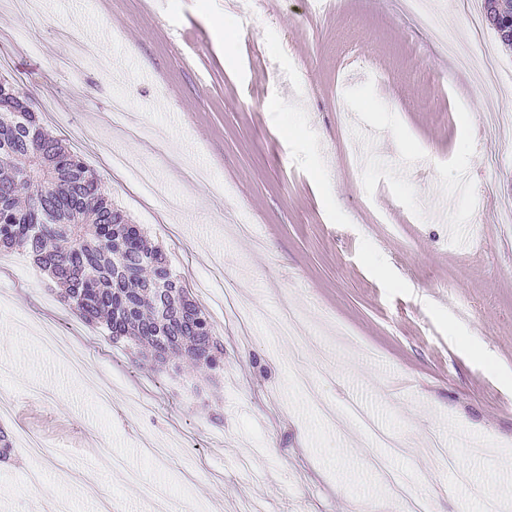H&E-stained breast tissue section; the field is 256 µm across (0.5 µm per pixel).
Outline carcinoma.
<instances>
[{
    "instance_id": "cac0c4a2",
    "label": "carcinoma",
    "mask_w": 512,
    "mask_h": 512,
    "mask_svg": "<svg viewBox=\"0 0 512 512\" xmlns=\"http://www.w3.org/2000/svg\"><path fill=\"white\" fill-rule=\"evenodd\" d=\"M0 249L21 247L49 273L60 297L111 336L172 347L208 370L224 366L209 315L174 274L161 294L146 287L162 251L116 208L81 158L48 133L21 92L0 81Z\"/></svg>"
}]
</instances>
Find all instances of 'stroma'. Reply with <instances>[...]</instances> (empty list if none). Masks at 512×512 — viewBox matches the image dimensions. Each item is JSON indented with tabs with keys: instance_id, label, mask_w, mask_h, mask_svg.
<instances>
[{
	"instance_id": "stroma-1",
	"label": "stroma",
	"mask_w": 512,
	"mask_h": 512,
	"mask_svg": "<svg viewBox=\"0 0 512 512\" xmlns=\"http://www.w3.org/2000/svg\"><path fill=\"white\" fill-rule=\"evenodd\" d=\"M426 3L497 61L495 100L402 0H0V77L224 345L214 373L156 363L77 317L24 249L0 253L6 512H142L160 488L179 512H400V486L428 512L512 502V127L484 132L486 113H512V47L483 0ZM116 155L175 208L156 211ZM284 307L304 339L276 324ZM45 324L72 360L37 342ZM436 435L465 480L420 455Z\"/></svg>"
}]
</instances>
